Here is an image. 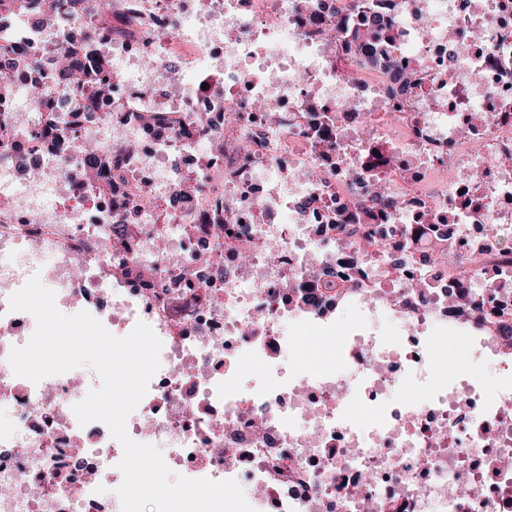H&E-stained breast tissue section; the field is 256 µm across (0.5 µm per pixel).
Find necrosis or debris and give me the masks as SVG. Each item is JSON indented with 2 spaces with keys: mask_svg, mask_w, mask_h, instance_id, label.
I'll return each instance as SVG.
<instances>
[{
  "mask_svg": "<svg viewBox=\"0 0 512 512\" xmlns=\"http://www.w3.org/2000/svg\"><path fill=\"white\" fill-rule=\"evenodd\" d=\"M363 0H120L110 37L89 13L48 24L15 17L0 30V512H113L103 490L121 484L120 443L73 412L88 385L68 371L40 382L16 376L12 348L34 317L10 296L39 275L57 306L89 312L123 333L148 324L160 368L126 429L170 449L183 476L233 479L255 512H512V380L475 384L435 363L433 320L457 319L446 286L417 302L368 304L397 321L390 335L328 337L319 353L283 344L309 299L336 302L322 269H336L337 214L370 205L369 142L389 123L392 164L379 168L395 205L384 229L457 224L455 276L481 309L512 308V292L482 287L480 272H512V0H381L372 52L406 64L409 83L380 69L347 34ZM112 61L111 91L95 106L54 89L43 112L23 87L55 71L67 35ZM181 53L183 78L168 62ZM279 115L271 123L260 103ZM203 126L189 141L179 127ZM244 139L248 154L216 151L209 136ZM95 146L94 156L67 149ZM135 148L120 154L119 141ZM27 145L17 154L15 142ZM120 161L94 182L93 159ZM435 170L453 175L434 193ZM150 192L153 209L126 208ZM233 217L224 274L201 254L214 213ZM249 247L251 264L239 260ZM418 263L364 268V292L406 289ZM287 352V373L275 371Z\"/></svg>",
  "mask_w": 512,
  "mask_h": 512,
  "instance_id": "necrosis-or-debris-1",
  "label": "necrosis or debris"
}]
</instances>
